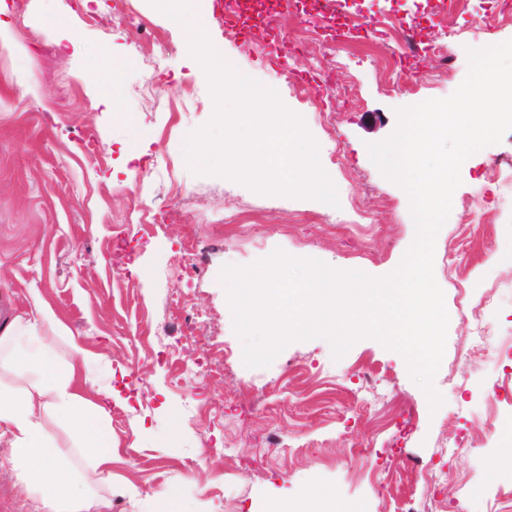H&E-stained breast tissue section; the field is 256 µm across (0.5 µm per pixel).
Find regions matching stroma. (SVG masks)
<instances>
[{"instance_id": "obj_1", "label": "stroma", "mask_w": 512, "mask_h": 512, "mask_svg": "<svg viewBox=\"0 0 512 512\" xmlns=\"http://www.w3.org/2000/svg\"><path fill=\"white\" fill-rule=\"evenodd\" d=\"M0 38V324L32 293L110 365L111 512H308L306 489L364 512H512V457L502 428L512 382V131L469 156L436 236L434 276L449 325L431 408L400 353L372 338L334 359L322 337L288 344L249 368L234 329L224 266L274 250L380 278L416 235L409 197L382 175L367 145L397 128L396 111L450 96L468 52L512 39V0H468L442 15L434 0H348L370 32L306 14L327 0H292L257 27L230 28L224 0H203L204 31L221 57L277 91L305 117L339 204L263 194L192 172L182 141L215 103L186 37L150 0H5ZM415 26L408 49L396 22ZM292 44L277 55L271 47ZM118 71L117 113L96 98L94 50ZM323 85L328 124L307 120L295 85ZM143 140L131 148L130 131ZM366 366L371 381L351 377ZM465 447L449 455L448 444Z\"/></svg>"}]
</instances>
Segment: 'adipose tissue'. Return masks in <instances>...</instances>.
I'll use <instances>...</instances> for the list:
<instances>
[{"mask_svg":"<svg viewBox=\"0 0 512 512\" xmlns=\"http://www.w3.org/2000/svg\"><path fill=\"white\" fill-rule=\"evenodd\" d=\"M16 331L0 335V374L24 373L28 386L0 385V472L11 474L20 492L39 503V512H107L108 496L99 487L112 485V431L101 418L94 370L106 357L66 334L52 309L32 296L31 309L15 320ZM70 349L68 362H60L58 343ZM68 426L76 447L91 463L82 480H74L72 467L49 436L52 422Z\"/></svg>","mask_w":512,"mask_h":512,"instance_id":"obj_1","label":"adipose tissue"}]
</instances>
